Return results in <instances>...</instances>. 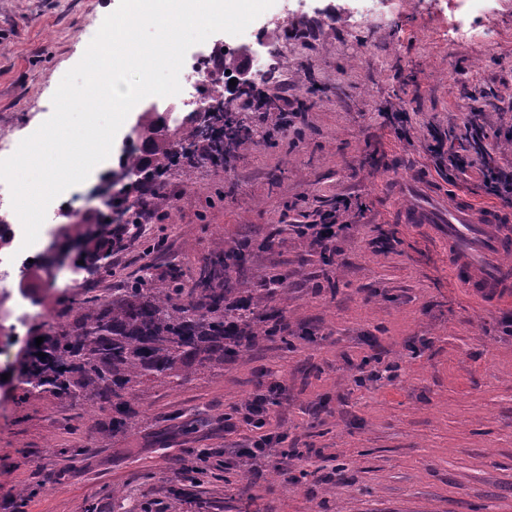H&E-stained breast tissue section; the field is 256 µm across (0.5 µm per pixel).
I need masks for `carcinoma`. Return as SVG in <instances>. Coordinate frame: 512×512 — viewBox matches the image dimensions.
Listing matches in <instances>:
<instances>
[{"mask_svg": "<svg viewBox=\"0 0 512 512\" xmlns=\"http://www.w3.org/2000/svg\"><path fill=\"white\" fill-rule=\"evenodd\" d=\"M214 111L204 116L192 112L173 133H156L142 143L139 155L123 162L112 172L116 181L137 177L131 191L148 181L152 198L165 199L163 189L176 172L195 167L198 158L224 159V153L245 150L256 144L254 135L236 120L224 117V96L215 92ZM141 198L119 197L113 211L124 223H137ZM86 236L85 255L99 262L95 273L106 279L112 266L102 258L122 248L106 230ZM216 259L199 271L193 287L186 289L174 273L157 278L151 267L121 288L102 296L86 290L71 304V319L56 325L47 336L45 356L28 359L26 393L44 391L69 400H82L93 411H115L107 427L114 433L131 427L135 413L127 404L129 391L151 378L174 383L206 368L224 367V357L234 356L244 342L268 336L272 330L254 322L255 310L273 300L279 289L256 288L224 306L230 289L228 260L241 252L219 244L212 249Z\"/></svg>", "mask_w": 512, "mask_h": 512, "instance_id": "1", "label": "carcinoma"}]
</instances>
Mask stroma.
Returning a JSON list of instances; mask_svg holds the SVG:
<instances>
[{
  "mask_svg": "<svg viewBox=\"0 0 512 512\" xmlns=\"http://www.w3.org/2000/svg\"><path fill=\"white\" fill-rule=\"evenodd\" d=\"M118 3L0 0L1 137L21 141L23 124L51 116L62 77ZM450 3L385 0L381 19L363 24L361 0H275L251 23L246 68L267 56V26L311 39H281L286 62L263 85L287 98L288 131L226 99L257 144L219 167L198 160L195 186L172 176L174 222L142 217L165 252L125 238L99 288L122 287L145 264L189 288L215 243L247 240L228 285L240 296L287 274V291L261 310L285 336L257 337L177 384L144 382L128 396L126 431L101 435L110 413L81 402L19 398L32 339L65 321L61 295L91 284L77 239L55 232L63 217L47 216L34 250L70 261L61 288L46 289L45 269L13 284L47 316L0 351V512H512V305L483 311L454 282L447 240L398 221L411 173L445 202L496 203L436 171L433 133L457 132L480 107L490 141L512 136V0L478 17L480 41L452 38L461 13ZM345 196L348 229L328 259L295 227ZM271 381L280 389L264 428L226 427ZM262 432L274 465L255 480L226 451Z\"/></svg>",
  "mask_w": 512,
  "mask_h": 512,
  "instance_id": "35a3bbf8",
  "label": "stroma"
}]
</instances>
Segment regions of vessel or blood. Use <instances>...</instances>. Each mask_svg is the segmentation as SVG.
Here are the masks:
<instances>
[{
  "mask_svg": "<svg viewBox=\"0 0 512 512\" xmlns=\"http://www.w3.org/2000/svg\"><path fill=\"white\" fill-rule=\"evenodd\" d=\"M399 220L404 224H438L448 236V263L456 283L493 309L512 303V267L502 255L512 250V213L477 207L469 199L452 205L412 204Z\"/></svg>",
  "mask_w": 512,
  "mask_h": 512,
  "instance_id": "1",
  "label": "vessel or blood"
}]
</instances>
